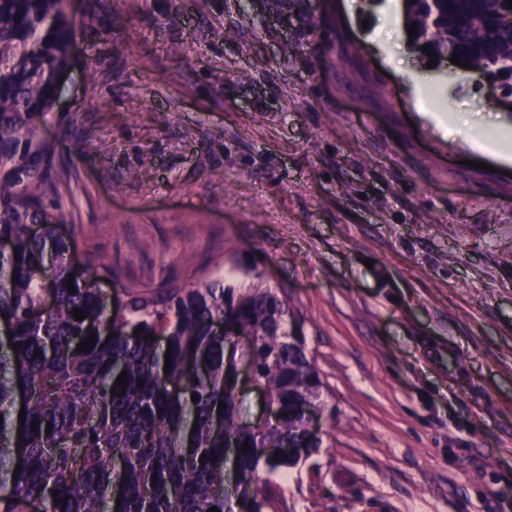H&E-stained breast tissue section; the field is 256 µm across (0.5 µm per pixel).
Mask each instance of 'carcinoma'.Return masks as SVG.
Here are the masks:
<instances>
[{
	"instance_id": "1",
	"label": "carcinoma",
	"mask_w": 512,
	"mask_h": 512,
	"mask_svg": "<svg viewBox=\"0 0 512 512\" xmlns=\"http://www.w3.org/2000/svg\"><path fill=\"white\" fill-rule=\"evenodd\" d=\"M404 14L406 25H417V50L427 45L438 60L457 54L466 73L503 82L512 97L506 0H404ZM70 45L68 0H0V241L11 245L0 252V314L11 334L0 337V512H275L272 478L299 459L265 449L305 440L312 454L323 440H306L296 408L327 407L288 294L247 269L240 285H170L132 294L114 310L93 266L72 267L69 243L56 231L65 216L51 162H31L49 157L37 117L54 104ZM29 224L39 235L27 234ZM47 286L55 306L43 313ZM76 309L85 319L73 318ZM221 321L247 335L215 334ZM160 336L170 348L158 346ZM91 337L90 350H76ZM243 360L280 411L272 426L254 429L241 417ZM123 371L124 391L116 383Z\"/></svg>"
}]
</instances>
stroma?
<instances>
[{
  "instance_id": "1",
  "label": "stroma",
  "mask_w": 512,
  "mask_h": 512,
  "mask_svg": "<svg viewBox=\"0 0 512 512\" xmlns=\"http://www.w3.org/2000/svg\"><path fill=\"white\" fill-rule=\"evenodd\" d=\"M392 3L389 46L375 0H70L38 117L59 230L119 300L252 266L287 291L333 413L276 512H512V161L485 151L512 110Z\"/></svg>"
}]
</instances>
